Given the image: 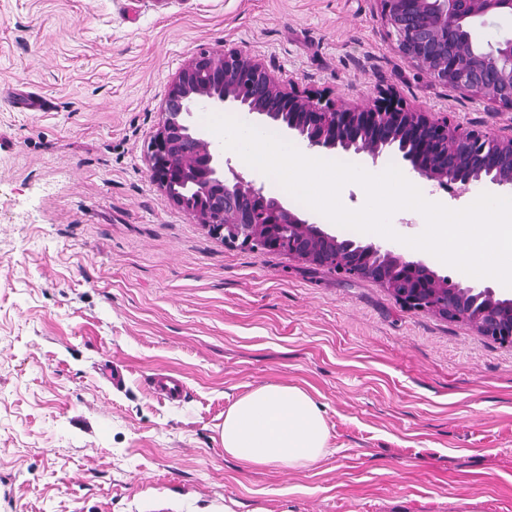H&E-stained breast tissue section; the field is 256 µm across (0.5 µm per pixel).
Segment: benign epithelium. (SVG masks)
<instances>
[{
	"label": "benign epithelium",
	"instance_id": "1",
	"mask_svg": "<svg viewBox=\"0 0 512 512\" xmlns=\"http://www.w3.org/2000/svg\"><path fill=\"white\" fill-rule=\"evenodd\" d=\"M402 58L434 82L512 110V39L482 48L472 25L512 14V0H377ZM232 106L280 124L310 148L340 147L377 161L396 148L420 176L442 188L488 182L512 187V136L465 128L448 116L386 99L369 107L323 104L286 85L240 49L202 52L172 77L149 155L152 177L177 207L224 241L282 251L315 266L366 278L397 301L512 346V298L489 286L463 287L383 245L340 238L267 197L191 122L198 106Z\"/></svg>",
	"mask_w": 512,
	"mask_h": 512
}]
</instances>
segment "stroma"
<instances>
[{
  "label": "stroma",
  "mask_w": 512,
  "mask_h": 512,
  "mask_svg": "<svg viewBox=\"0 0 512 512\" xmlns=\"http://www.w3.org/2000/svg\"><path fill=\"white\" fill-rule=\"evenodd\" d=\"M231 47L325 102L512 132L407 63L377 0H0V512H512V347L225 242L153 181L171 77ZM265 384L321 405L314 468L225 456ZM154 393L168 401H179L185 391V383L178 375L170 372H156L152 376Z\"/></svg>",
  "instance_id": "stroma-1"
}]
</instances>
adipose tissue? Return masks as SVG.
<instances>
[{
    "instance_id": "ef3b65f1",
    "label": "adipose tissue",
    "mask_w": 512,
    "mask_h": 512,
    "mask_svg": "<svg viewBox=\"0 0 512 512\" xmlns=\"http://www.w3.org/2000/svg\"><path fill=\"white\" fill-rule=\"evenodd\" d=\"M221 437L225 455L247 469H310L331 453L323 410L300 385H263L238 398Z\"/></svg>"
}]
</instances>
